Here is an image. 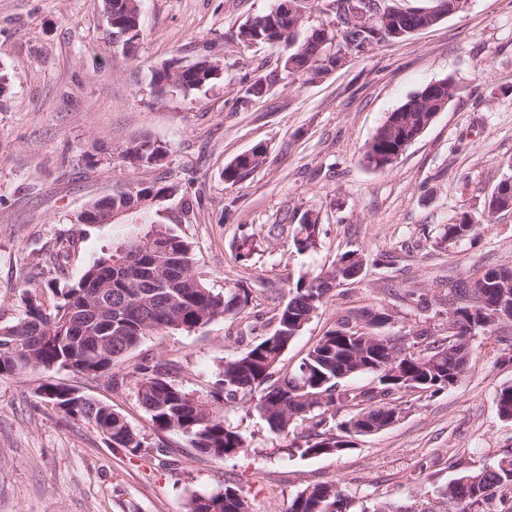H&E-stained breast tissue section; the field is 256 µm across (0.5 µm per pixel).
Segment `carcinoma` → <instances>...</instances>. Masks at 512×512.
Wrapping results in <instances>:
<instances>
[{
  "mask_svg": "<svg viewBox=\"0 0 512 512\" xmlns=\"http://www.w3.org/2000/svg\"><path fill=\"white\" fill-rule=\"evenodd\" d=\"M141 0H103V10L116 8L126 19L125 27L111 28L112 39L119 40L134 52L140 32L136 31L135 17L140 15ZM341 13L333 22L339 26L336 52L345 51L356 58L367 56L373 47L380 46L388 37L385 16H377L369 27L350 25L351 0H339ZM238 44L283 46L295 57L300 71L296 76L309 81L325 76L335 67L338 57L320 59L316 42L296 39L286 24L275 30L273 24H262L254 19L246 21L236 32ZM220 72L208 69L192 76L157 71L152 83L168 92L185 96L212 85ZM281 79L277 73H258L244 90L247 100L257 98L255 91H270ZM422 89L397 108L403 125L391 130V118L380 125L368 145L366 157L374 167L390 165L386 155L398 148L405 149L414 136L428 126L434 105ZM262 145L251 148L252 161H230L224 167V181L236 184L246 178L244 169H257L265 161ZM162 145L144 139L133 149H126L124 158L130 164L152 167L151 161ZM179 191V185L160 186L144 183L133 193L125 188L91 202L96 214H107L114 209L131 210L126 225L127 236L118 250L97 258L83 275L69 287L56 293L52 308L39 301H27L26 310L16 322L0 326V375H15L29 367L45 370L67 369L87 377L97 378L122 364L142 337L156 330L190 331L217 317L235 315L249 303L250 292L237 288L216 292L193 270L191 244L172 228L152 224L150 230L144 214L150 206L141 199L159 198ZM470 216L446 225L443 239L457 242L474 236ZM319 234L318 218L304 214L294 239L299 250L316 244ZM352 252L343 253L334 267L324 275L289 291L288 301L277 313V329L254 342L237 358L224 362V367L201 395H192L169 380L165 364L140 363L134 367L137 398L159 435L175 432L186 437L200 454L216 461L235 457L247 448L246 439L237 428L226 422L224 409L256 403L257 410L270 430L287 432L305 421L309 431L292 447L300 456L341 454L350 450L351 419L334 423L341 406L352 403L365 406L369 418L382 424L394 410L400 409L401 394L419 390L434 393L455 386L467 372L473 356L471 322H479L481 309L496 304L498 289L487 288L484 300L475 301L466 282L454 285L451 305L453 313L461 315L462 326L455 339L444 338L427 345L419 355L406 351L399 343L388 340L385 345L372 344L361 358L359 370H352L350 362L360 351V342L366 333L356 328L365 312L353 313L327 331L309 351L298 370L278 379L275 370L291 341L299 334L318 310L327 294L344 280L350 267L344 266ZM436 360L431 369H425L422 357ZM376 377L377 385L370 388L343 389L341 381L357 375ZM59 384L47 381L37 389V395L52 404L62 402L67 409L65 419L94 424L114 447L124 448L132 455L151 447L160 455L167 444L163 439L151 445L137 432L124 416L94 398L81 393L60 399ZM500 418L512 421V384L502 386L496 395ZM511 467L503 462L468 470L462 477L481 476L459 498L450 502L452 512H490L489 505L502 488L512 486ZM186 512H249L248 501L242 491L226 485L219 493L194 496L186 503ZM288 512H367L366 507L344 494L334 483L316 484L298 493Z\"/></svg>",
  "mask_w": 512,
  "mask_h": 512,
  "instance_id": "1",
  "label": "carcinoma"
}]
</instances>
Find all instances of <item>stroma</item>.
Masks as SVG:
<instances>
[{"label": "stroma", "mask_w": 512, "mask_h": 512, "mask_svg": "<svg viewBox=\"0 0 512 512\" xmlns=\"http://www.w3.org/2000/svg\"><path fill=\"white\" fill-rule=\"evenodd\" d=\"M275 0H142L133 54L113 47L102 0H0V326L25 312L27 296L52 304L42 271L57 285L77 281L121 224L76 223L116 187L141 180L180 186L155 203L151 222L191 245L195 272L214 291L240 286L251 297L238 315L192 331L147 334L114 376L90 379L30 368L0 376V512H184L192 495L240 488L250 512H287L308 486L334 482L373 508L447 512L444 491L467 470L512 455V423L496 393L512 383V326L472 341L474 356L456 386L405 393L392 426L340 455L286 451L293 437L272 432L254 405L226 420L246 437L238 457L217 462L166 434L168 457L112 447L90 423L63 419L36 395L45 381L74 387L122 414L147 440L155 434L137 400L133 368L171 363L172 381L204 393L226 361L275 328L273 315L297 282L326 272L344 252L362 253L352 281L333 288L284 353L278 374L295 372L337 320L382 311L389 338L448 334L450 287L490 268L512 266V210L488 213L490 195L512 176V0H468L463 11L351 59L317 83L286 79L242 102L246 82L278 64V48H241L234 34ZM223 62L202 91L156 96L165 64L202 55ZM451 79L456 95L405 152L377 169L364 157L386 117L429 83ZM150 139L169 148L142 169L127 146ZM266 160L247 179L225 182V165L254 145ZM319 217L314 248L294 244L304 213ZM479 221L475 239L443 240L462 214ZM256 249L241 257L244 239ZM425 295L427 306L407 299Z\"/></svg>", "instance_id": "obj_1"}]
</instances>
